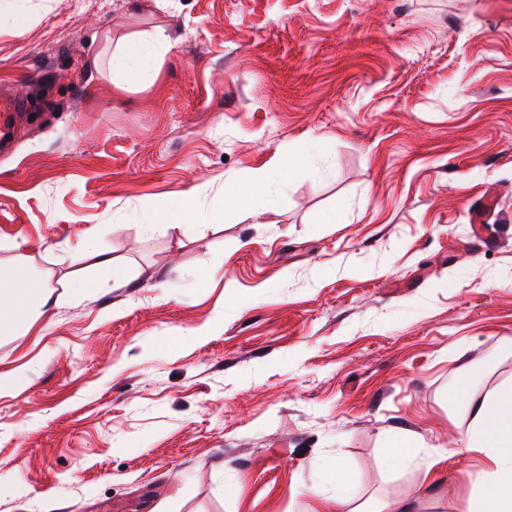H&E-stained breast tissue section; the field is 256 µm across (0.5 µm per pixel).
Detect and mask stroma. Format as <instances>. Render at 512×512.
Segmentation results:
<instances>
[{
	"label": "stroma",
	"mask_w": 512,
	"mask_h": 512,
	"mask_svg": "<svg viewBox=\"0 0 512 512\" xmlns=\"http://www.w3.org/2000/svg\"><path fill=\"white\" fill-rule=\"evenodd\" d=\"M14 2L0 85L41 106L0 144V259L131 279L0 335V512H306L319 463L357 503L421 488L387 438L454 447L461 374L512 376V0ZM287 143L255 219L144 224ZM168 50L169 45L164 40H141L128 46L118 58H113V67L147 75L155 69L159 57Z\"/></svg>",
	"instance_id": "1"
}]
</instances>
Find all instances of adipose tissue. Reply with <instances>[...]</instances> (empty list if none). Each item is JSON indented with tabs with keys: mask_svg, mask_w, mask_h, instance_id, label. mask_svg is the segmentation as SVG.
Listing matches in <instances>:
<instances>
[{
	"mask_svg": "<svg viewBox=\"0 0 512 512\" xmlns=\"http://www.w3.org/2000/svg\"><path fill=\"white\" fill-rule=\"evenodd\" d=\"M168 49L163 40H141L128 46L113 64L131 73L147 75ZM283 175L280 168L252 170L245 175L243 185L225 186L221 205L197 206L190 194L171 204H156L146 213L145 222L166 224L177 214L188 221L216 224L228 209L244 219L255 217L259 213L258 200L266 198L271 185ZM90 256L89 268L67 270L60 280L71 295L82 296L126 284L128 267L123 261L99 249L91 251ZM52 277V271L37 268L21 254L0 261L1 335H24L30 331L39 310L51 298ZM450 399L460 405L468 420L460 440V453L481 459L479 468L470 475L468 496L456 498L452 487L435 479L433 454L421 456L409 451L404 439L390 438L387 462L423 470L429 480V491L435 492L439 500L451 503L455 512H512V378L480 395L473 390L470 376H463L453 387Z\"/></svg>",
	"mask_w": 512,
	"mask_h": 512,
	"instance_id": "ef3b65f1",
	"label": "adipose tissue"
}]
</instances>
